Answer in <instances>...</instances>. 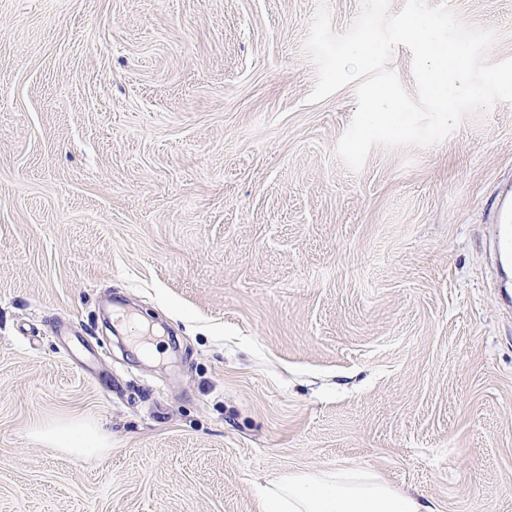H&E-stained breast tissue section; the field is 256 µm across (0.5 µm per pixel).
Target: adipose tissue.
<instances>
[{
	"instance_id": "adipose-tissue-1",
	"label": "adipose tissue",
	"mask_w": 512,
	"mask_h": 512,
	"mask_svg": "<svg viewBox=\"0 0 512 512\" xmlns=\"http://www.w3.org/2000/svg\"><path fill=\"white\" fill-rule=\"evenodd\" d=\"M258 492L264 512H431L371 472H291Z\"/></svg>"
}]
</instances>
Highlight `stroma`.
<instances>
[{"instance_id": "1", "label": "stroma", "mask_w": 512, "mask_h": 512, "mask_svg": "<svg viewBox=\"0 0 512 512\" xmlns=\"http://www.w3.org/2000/svg\"><path fill=\"white\" fill-rule=\"evenodd\" d=\"M318 2L0 0V512H261L339 468L512 512V104L349 170ZM448 4L512 58V0ZM50 434L59 443L60 447L68 448L70 451L77 450L92 453L97 448L103 447L101 439L84 428H56Z\"/></svg>"}]
</instances>
